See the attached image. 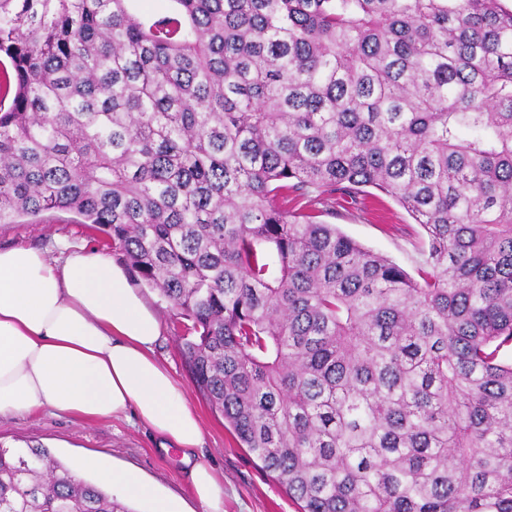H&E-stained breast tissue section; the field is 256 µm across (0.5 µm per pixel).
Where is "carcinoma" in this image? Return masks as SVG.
Returning a JSON list of instances; mask_svg holds the SVG:
<instances>
[{"label": "carcinoma", "mask_w": 512, "mask_h": 512, "mask_svg": "<svg viewBox=\"0 0 512 512\" xmlns=\"http://www.w3.org/2000/svg\"><path fill=\"white\" fill-rule=\"evenodd\" d=\"M0 0V223L103 233L299 512H512V9ZM384 195L417 276L321 220ZM0 512H132L0 445ZM134 12L146 19H156L170 15L175 4L171 0H131Z\"/></svg>", "instance_id": "1"}]
</instances>
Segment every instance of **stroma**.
<instances>
[{
    "instance_id": "stroma-1",
    "label": "stroma",
    "mask_w": 512,
    "mask_h": 512,
    "mask_svg": "<svg viewBox=\"0 0 512 512\" xmlns=\"http://www.w3.org/2000/svg\"><path fill=\"white\" fill-rule=\"evenodd\" d=\"M335 207V222L345 234L391 257L408 272H416L425 232L403 208L388 198L379 205H364L348 197L337 199ZM64 244L96 249L117 263L122 260L119 252L104 246L102 235L78 224L76 216L65 210L43 212L33 224H0L1 248L36 247L53 258ZM142 294L163 326L156 356L184 389L203 426V444L191 457L212 465L224 477V512H298L297 504L260 469L258 460L240 446L223 417L196 391L179 350L170 304L154 289L143 288ZM0 443L42 446L74 469L88 455L135 469L160 492L183 498L188 512H199L191 492L190 468L182 463L181 450L162 451L151 430L126 418L86 423L53 411L1 418Z\"/></svg>"
}]
</instances>
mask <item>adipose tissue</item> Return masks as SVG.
<instances>
[{
    "label": "adipose tissue",
    "mask_w": 512,
    "mask_h": 512,
    "mask_svg": "<svg viewBox=\"0 0 512 512\" xmlns=\"http://www.w3.org/2000/svg\"><path fill=\"white\" fill-rule=\"evenodd\" d=\"M161 322L123 267L98 252L0 249V417L56 410L94 422L133 416L161 447L188 451L203 432L182 388L154 356ZM97 484L152 512H186L131 469L89 458ZM192 493L204 512H224V481L194 463Z\"/></svg>",
    "instance_id": "ef3b65f1"
}]
</instances>
